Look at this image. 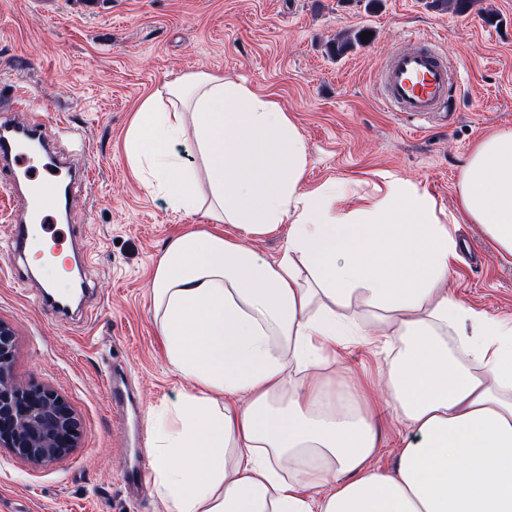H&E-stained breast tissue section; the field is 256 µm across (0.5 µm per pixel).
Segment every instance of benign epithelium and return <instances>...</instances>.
<instances>
[{
	"instance_id": "7a95c632",
	"label": "benign epithelium",
	"mask_w": 512,
	"mask_h": 512,
	"mask_svg": "<svg viewBox=\"0 0 512 512\" xmlns=\"http://www.w3.org/2000/svg\"><path fill=\"white\" fill-rule=\"evenodd\" d=\"M14 332L0 322V447L46 466L77 446L78 419L54 390L24 386L12 375Z\"/></svg>"
}]
</instances>
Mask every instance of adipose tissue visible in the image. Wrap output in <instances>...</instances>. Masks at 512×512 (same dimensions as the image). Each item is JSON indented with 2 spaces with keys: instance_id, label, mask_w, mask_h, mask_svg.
I'll use <instances>...</instances> for the list:
<instances>
[{
  "instance_id": "adipose-tissue-1",
  "label": "adipose tissue",
  "mask_w": 512,
  "mask_h": 512,
  "mask_svg": "<svg viewBox=\"0 0 512 512\" xmlns=\"http://www.w3.org/2000/svg\"><path fill=\"white\" fill-rule=\"evenodd\" d=\"M125 154L172 211L212 224L172 237L148 283L189 385L150 412L166 512H512V319L449 293L460 244L431 196L392 174L348 208L346 182L307 188L278 101L203 72L141 102ZM457 201L512 256V127L472 148ZM283 226L276 256L251 247ZM355 345L385 352L387 398L336 383ZM385 405L409 430L386 469Z\"/></svg>"
}]
</instances>
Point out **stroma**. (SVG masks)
<instances>
[{
  "mask_svg": "<svg viewBox=\"0 0 512 512\" xmlns=\"http://www.w3.org/2000/svg\"><path fill=\"white\" fill-rule=\"evenodd\" d=\"M0 0V87L21 86L31 112L57 147L87 158L92 187L72 189L54 235L85 245L81 278L95 304L76 324L34 301L40 282L20 279L8 245L9 208L0 207V322L15 334L12 374L56 391L80 422L78 444L36 467L0 449V512H165L152 483L127 496L120 481L127 446L147 448L148 407L186 389L171 374L146 284L167 242L209 228L202 214L171 211L131 172L124 140L141 101L163 82L205 71L246 81L276 98L306 140L307 187L347 180L354 195H374L386 175L411 180L446 213L472 147L512 126V0H477L463 14L431 0ZM367 42L329 52L347 32ZM435 40L461 73L450 112L417 121L388 111L376 79L385 59L410 38ZM458 240L478 262L454 265L450 287L464 305L512 318V258H503L477 225L457 224ZM123 367L142 416L113 413L107 363ZM381 350L356 347L336 365L380 383Z\"/></svg>",
  "mask_w": 512,
  "mask_h": 512,
  "instance_id": "obj_1",
  "label": "stroma"
}]
</instances>
